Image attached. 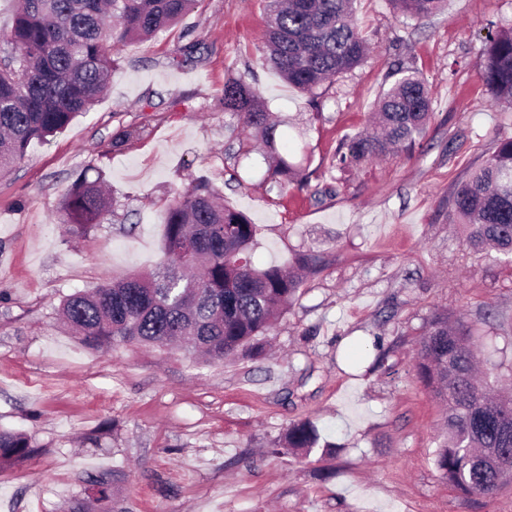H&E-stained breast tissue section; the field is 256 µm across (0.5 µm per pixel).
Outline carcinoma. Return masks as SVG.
<instances>
[{"instance_id": "cac0c4a2", "label": "carcinoma", "mask_w": 512, "mask_h": 512, "mask_svg": "<svg viewBox=\"0 0 512 512\" xmlns=\"http://www.w3.org/2000/svg\"><path fill=\"white\" fill-rule=\"evenodd\" d=\"M197 0H17L7 48L0 57V172L22 161L31 141L45 139L89 111L107 90L117 47L146 40L178 22ZM406 17L423 21L445 0H390ZM354 0H269L266 15L270 63L289 84L313 94L358 66L367 41L353 21ZM479 79L497 102L512 105V28L485 38ZM224 112L253 132L269 155V178L279 185L309 184L306 167L281 153L280 120L242 78L224 82ZM377 133L345 136L336 168L415 148L433 115V101L412 69L383 92L376 105ZM494 151L449 198L455 223L467 228L466 244L495 250L512 262V136L495 133ZM101 177L78 176L63 199L68 222L80 229L108 211ZM256 227L227 208L205 180L178 195L164 219V261L155 271L105 281L61 304L72 331L87 347L116 344L186 345L206 361L240 352L259 355L264 340L291 306L298 279L279 265L251 260ZM419 379L446 410L445 435L435 464L448 484L465 494L491 495L511 475L474 465L488 448H512V393L501 376L475 372L474 341L464 323L446 314L430 321L416 365ZM310 421L289 426L283 447L306 451L319 444ZM34 455L23 432L0 430V467ZM85 498L69 512H87L112 497L104 476L87 480Z\"/></svg>"}]
</instances>
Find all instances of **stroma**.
Segmentation results:
<instances>
[{"mask_svg":"<svg viewBox=\"0 0 512 512\" xmlns=\"http://www.w3.org/2000/svg\"><path fill=\"white\" fill-rule=\"evenodd\" d=\"M267 0H198L177 25L115 55L106 95L0 175V429L38 450L0 468V512H67L106 475L112 512H512V483L471 496L433 462L444 411L418 381L419 344L447 311L474 328L481 370H512V264L470 251L448 198L512 133V107L479 81L487 33L512 0H448L422 22L357 0L366 60L308 96L264 60ZM198 50L176 65L187 44ZM425 80L434 114L414 153L336 169L397 65ZM253 83L283 120L310 185L270 183L224 112V83ZM137 137L112 145L118 131ZM111 207L74 231L61 209L83 171ZM205 179L257 224L256 266L300 285L260 356L216 363L166 346H84L62 320L70 294L154 269L176 193ZM321 258L319 270L299 258ZM309 420L322 447L269 455Z\"/></svg>","mask_w":512,"mask_h":512,"instance_id":"obj_1","label":"stroma"}]
</instances>
